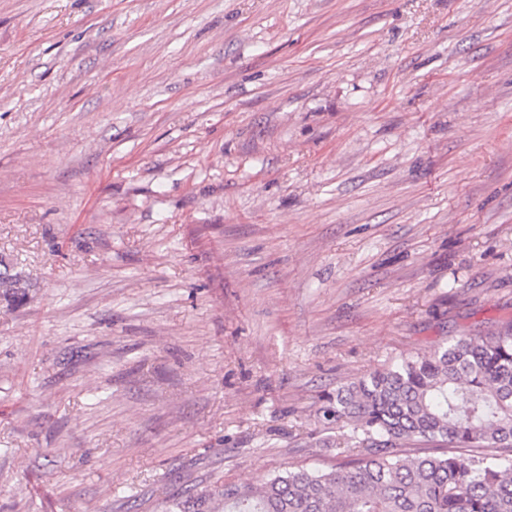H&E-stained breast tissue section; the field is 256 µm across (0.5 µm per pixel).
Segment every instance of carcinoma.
Masks as SVG:
<instances>
[{
    "instance_id": "cac0c4a2",
    "label": "carcinoma",
    "mask_w": 512,
    "mask_h": 512,
    "mask_svg": "<svg viewBox=\"0 0 512 512\" xmlns=\"http://www.w3.org/2000/svg\"><path fill=\"white\" fill-rule=\"evenodd\" d=\"M25 286L0 274V298ZM350 459L169 499L164 512H512V324L458 336L336 389Z\"/></svg>"
}]
</instances>
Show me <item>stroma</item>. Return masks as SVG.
Here are the masks:
<instances>
[{
	"instance_id": "35a3bbf8",
	"label": "stroma",
	"mask_w": 512,
	"mask_h": 512,
	"mask_svg": "<svg viewBox=\"0 0 512 512\" xmlns=\"http://www.w3.org/2000/svg\"><path fill=\"white\" fill-rule=\"evenodd\" d=\"M0 272V512L341 463L512 322V0H0Z\"/></svg>"
}]
</instances>
